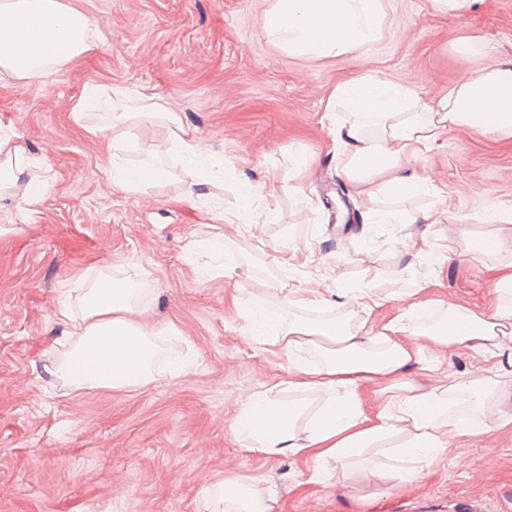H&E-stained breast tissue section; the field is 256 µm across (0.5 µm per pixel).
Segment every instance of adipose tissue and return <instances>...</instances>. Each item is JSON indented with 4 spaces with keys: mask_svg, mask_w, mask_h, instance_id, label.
<instances>
[{
    "mask_svg": "<svg viewBox=\"0 0 512 512\" xmlns=\"http://www.w3.org/2000/svg\"><path fill=\"white\" fill-rule=\"evenodd\" d=\"M384 24L382 0H270L264 30L288 54L329 58L368 49L380 40ZM96 37L95 24L68 0H0V72L19 79L47 76L90 50ZM342 102L353 119L334 132V143L346 150L340 171L367 186L365 207L370 210L377 193L399 196L425 189L410 168L445 130L468 127L496 138L512 136V58L449 85L447 95L429 105L419 103L411 90L371 74L338 84L327 99V111ZM144 119L159 122L154 154L175 149L186 159L198 158L199 147L184 137L176 112L159 103L115 113L113 143H126L129 128ZM462 252L499 259L496 303L489 311L454 309L429 325L414 304L375 336L366 322L381 304L371 286L375 271H367V286L339 290L335 305L340 313L323 324L281 314L289 306L324 303L323 290L287 291L247 279V286L271 307L263 343L287 351L296 386L324 397L310 410L295 401L271 399L264 391L251 394L235 421L249 449L313 459L322 480L361 482L391 474L409 481L445 452L449 436L498 427L487 407L497 393L496 380L444 374L433 350L461 346L498 368L512 367V240L470 237ZM142 295L141 282L117 273L86 288L78 304L61 302L58 316L70 324L75 344L59 371L72 389H135L156 381L160 348L141 320L148 312ZM135 311L140 319H132ZM307 346L320 351V361L310 364L301 358ZM414 368L440 373L439 384L417 387L407 377ZM363 385L375 387L379 400L371 417L357 398ZM205 510L271 512L272 499L255 485L228 477Z\"/></svg>",
    "mask_w": 512,
    "mask_h": 512,
    "instance_id": "1",
    "label": "adipose tissue"
}]
</instances>
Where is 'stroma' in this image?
Wrapping results in <instances>:
<instances>
[{
    "label": "stroma",
    "mask_w": 512,
    "mask_h": 512,
    "mask_svg": "<svg viewBox=\"0 0 512 512\" xmlns=\"http://www.w3.org/2000/svg\"><path fill=\"white\" fill-rule=\"evenodd\" d=\"M68 2L98 23L96 45L43 78L0 74V133L22 144L27 179L44 186L36 203L0 204V512H203L205 494L227 477L268 489L273 512H512V373L499 375V427L453 438L408 482L323 484L313 460L249 450L234 430L245 397L301 395L287 386V353L251 335L256 294L224 275L246 261L253 276L288 289L355 288L376 268L384 302L369 318L375 333L411 292L437 317L490 306L489 261L458 257L448 227L485 232L488 206L512 213V140L449 130L415 165L448 192L440 223L368 224L328 152L352 115L325 105L338 83L370 71L438 100L512 57V0H475L461 20L435 14L429 0H383L378 43L323 59L288 55L267 38L270 0ZM461 34L488 53L457 52ZM91 87L129 105L169 104L223 176L190 195L204 168L172 152L159 159L161 181L133 193L115 186L110 154L142 165L157 128L142 122L113 148L111 113L75 110ZM300 156L312 160L301 171ZM245 183L260 189L253 202L240 195ZM492 229L512 236V223ZM220 237L223 251H187ZM406 250L423 257L407 272ZM441 254L452 262L432 264ZM116 268L150 288L159 375L138 389L72 391L55 372L73 346L58 303Z\"/></svg>",
    "instance_id": "stroma-1"
}]
</instances>
